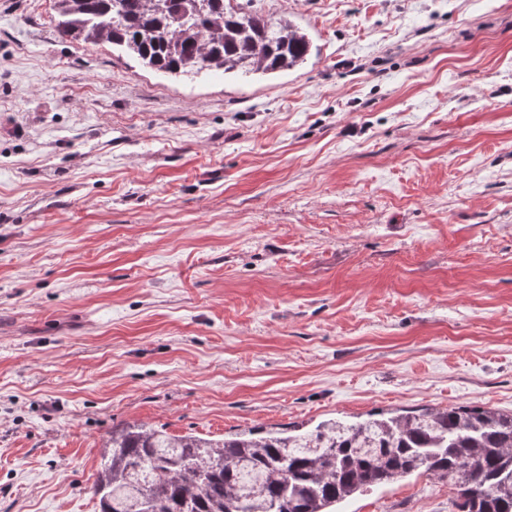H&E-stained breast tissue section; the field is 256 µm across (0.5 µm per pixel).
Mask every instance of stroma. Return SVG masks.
Here are the masks:
<instances>
[{"mask_svg":"<svg viewBox=\"0 0 512 512\" xmlns=\"http://www.w3.org/2000/svg\"><path fill=\"white\" fill-rule=\"evenodd\" d=\"M254 7L305 64L164 76L0 0V512H99L124 424L512 412V0Z\"/></svg>","mask_w":512,"mask_h":512,"instance_id":"35a3bbf8","label":"stroma"}]
</instances>
